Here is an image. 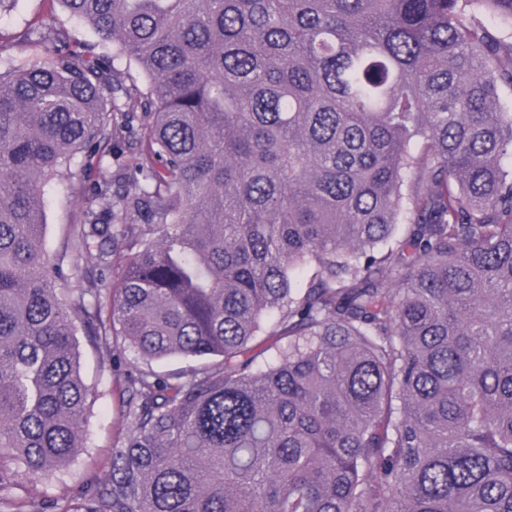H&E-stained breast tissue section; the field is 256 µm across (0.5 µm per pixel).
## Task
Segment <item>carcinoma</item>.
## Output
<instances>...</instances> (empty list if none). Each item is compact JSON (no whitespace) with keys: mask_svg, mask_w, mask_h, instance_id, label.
Returning <instances> with one entry per match:
<instances>
[{"mask_svg":"<svg viewBox=\"0 0 512 512\" xmlns=\"http://www.w3.org/2000/svg\"><path fill=\"white\" fill-rule=\"evenodd\" d=\"M56 2L112 56L0 36V509L512 512V0ZM112 152L67 270L44 188ZM80 334L141 363L52 498Z\"/></svg>","mask_w":512,"mask_h":512,"instance_id":"cac0c4a2","label":"carcinoma"}]
</instances>
